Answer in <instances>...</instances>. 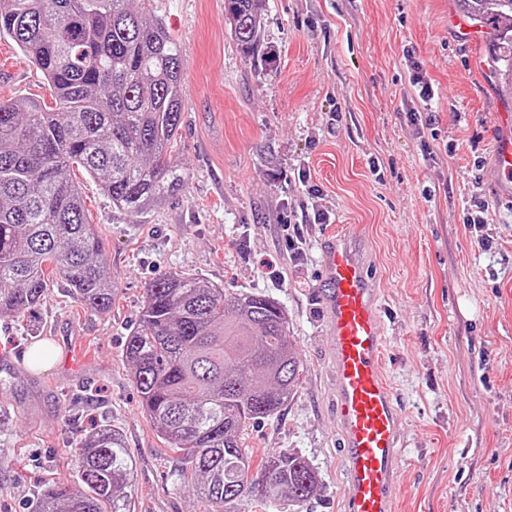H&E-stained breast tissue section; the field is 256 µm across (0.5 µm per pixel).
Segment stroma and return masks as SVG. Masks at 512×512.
Returning a JSON list of instances; mask_svg holds the SVG:
<instances>
[{
	"label": "stroma",
	"instance_id": "1",
	"mask_svg": "<svg viewBox=\"0 0 512 512\" xmlns=\"http://www.w3.org/2000/svg\"><path fill=\"white\" fill-rule=\"evenodd\" d=\"M151 14L180 45L174 156L187 183L133 215L71 169L116 295L94 312L54 276L32 313L0 318V512H29L45 486L73 482L69 450L102 422L134 457L130 512H208L177 479L124 355L148 288L172 271L284 309L300 382L246 443L314 466L321 488L300 512H345L318 300L321 243L335 230L373 260L403 434L397 512H512V182L495 158L512 139V96L488 75L484 34H456L457 0H265L248 60L224 0H153ZM21 97L54 102L2 39L0 103ZM478 199L489 208L474 227ZM316 210L329 223H312ZM39 345L52 354L34 368Z\"/></svg>",
	"mask_w": 512,
	"mask_h": 512
}]
</instances>
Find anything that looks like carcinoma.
I'll use <instances>...</instances> for the list:
<instances>
[{
    "instance_id": "cac0c4a2",
    "label": "carcinoma",
    "mask_w": 512,
    "mask_h": 512,
    "mask_svg": "<svg viewBox=\"0 0 512 512\" xmlns=\"http://www.w3.org/2000/svg\"><path fill=\"white\" fill-rule=\"evenodd\" d=\"M152 0H0V38L42 71L55 106L0 104V317L44 296L48 274L86 308L107 312L115 288L87 222L72 165L116 206L137 214L180 194L187 175L168 154L183 106L180 47ZM265 0H224L240 52L255 58ZM489 30L490 76L512 94V0H458ZM142 411L211 512H280L319 487L297 452L254 454L247 428L293 396L301 362L274 299L228 293L184 273L157 278L126 340ZM78 486H49L32 512H130L134 460L119 433L96 428L70 449Z\"/></svg>"
}]
</instances>
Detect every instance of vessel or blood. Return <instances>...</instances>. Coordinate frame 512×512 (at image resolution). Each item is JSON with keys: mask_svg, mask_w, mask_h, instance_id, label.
<instances>
[{"mask_svg": "<svg viewBox=\"0 0 512 512\" xmlns=\"http://www.w3.org/2000/svg\"><path fill=\"white\" fill-rule=\"evenodd\" d=\"M364 254L341 236L322 246L320 294L331 339L348 512H393L398 413L384 377L385 340Z\"/></svg>", "mask_w": 512, "mask_h": 512, "instance_id": "b4317fda", "label": "vessel or blood"}]
</instances>
